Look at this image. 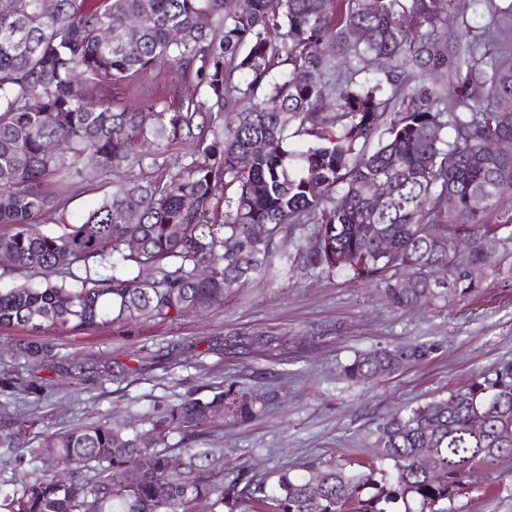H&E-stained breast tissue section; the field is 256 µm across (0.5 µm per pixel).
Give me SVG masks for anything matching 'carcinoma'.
Returning a JSON list of instances; mask_svg holds the SVG:
<instances>
[{
    "label": "carcinoma",
    "instance_id": "1",
    "mask_svg": "<svg viewBox=\"0 0 512 512\" xmlns=\"http://www.w3.org/2000/svg\"><path fill=\"white\" fill-rule=\"evenodd\" d=\"M7 2L0 224L13 231L0 234V278L21 283L0 288V327L176 320L265 275L293 224L311 225L298 255L305 266L375 281L398 308L476 294L481 272L512 277V158L487 148L512 139V113L498 111L512 98V53L465 20L463 37L448 40L443 0ZM338 51L348 68L340 84ZM368 59L382 62L383 76L358 78ZM166 64L192 75L203 97L186 100L175 87L169 101L115 108L90 93ZM236 71L248 79L233 83ZM330 104L336 112L320 116ZM184 146L191 161L168 167ZM121 168L130 173L82 223H56L44 180ZM377 181L390 192L374 206ZM220 189L224 220L206 224ZM450 236L467 245L464 259L448 257ZM252 345L279 343L271 333L224 339L227 350ZM433 350L374 349L345 375L370 381ZM16 352L34 364L51 345L29 340ZM263 404L229 382L163 405L146 430L99 421L44 433L0 484V512H195L202 500L210 512H390L398 501L404 512H440L475 467L512 456V361L383 419L376 462L311 463L301 475L281 472L270 489L243 469H213L218 449L196 447L212 424L248 421ZM32 434L31 424L6 422L0 448H28ZM114 471L126 474L123 486L110 485Z\"/></svg>",
    "mask_w": 512,
    "mask_h": 512
}]
</instances>
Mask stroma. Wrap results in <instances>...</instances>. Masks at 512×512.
<instances>
[{
    "label": "stroma",
    "mask_w": 512,
    "mask_h": 512,
    "mask_svg": "<svg viewBox=\"0 0 512 512\" xmlns=\"http://www.w3.org/2000/svg\"><path fill=\"white\" fill-rule=\"evenodd\" d=\"M139 81L158 100L176 84L184 97L199 94L195 81L174 65L143 72ZM122 176L114 170L76 178L64 191L49 180L43 191L56 199L58 218L73 224ZM235 331H271L281 345L270 353L255 345L231 356L224 338ZM31 335L24 327L0 329V371L38 383L35 393L11 396L13 419L34 421L39 431L98 420L137 426L179 395L206 396L233 381L264 395L265 410L245 423L225 421L200 444L223 449L225 471L244 467L271 484L280 470L298 475L315 460H370L382 418L447 398L476 371L512 360V278L495 280L476 296L449 299L443 307L398 309L376 284L277 261L242 295L177 320L42 332L53 350L33 371L15 354L16 344ZM417 341L436 349L397 374L366 383L346 379L344 368L356 355ZM120 367L123 377H107V370ZM442 507L512 512V457L490 469L476 467Z\"/></svg>",
    "instance_id": "35a3bbf8"
}]
</instances>
